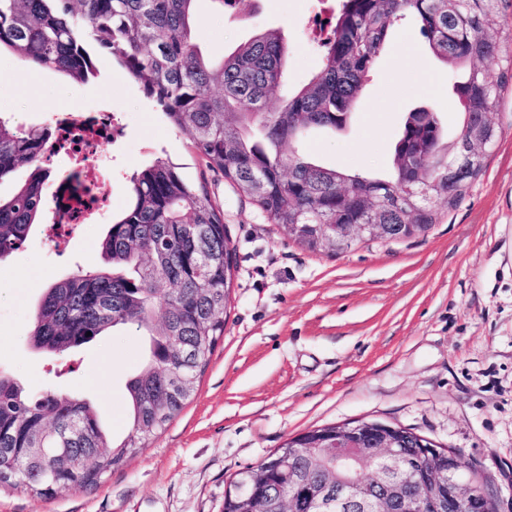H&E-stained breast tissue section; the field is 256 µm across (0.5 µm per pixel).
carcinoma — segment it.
Instances as JSON below:
<instances>
[{"instance_id":"obj_1","label":"carcinoma","mask_w":512,"mask_h":512,"mask_svg":"<svg viewBox=\"0 0 512 512\" xmlns=\"http://www.w3.org/2000/svg\"><path fill=\"white\" fill-rule=\"evenodd\" d=\"M195 0H0V47L23 62L81 84L98 78L94 42L137 81L198 155L252 200L272 224L301 225L295 240L319 250L315 225L438 223L436 201L454 209L484 166L464 155L478 130L494 144L486 114L512 85V0H340L318 47L322 58L302 88L269 102L285 79L288 42L279 31L251 37L219 61L195 41ZM413 17L435 57L456 71L463 115L445 139L436 112L406 120L381 180L327 168L299 152L304 131L346 127L391 29ZM46 129H24L0 113V181L18 168L28 179L0 199V262L46 221L41 160ZM132 200L101 242L105 266L80 270L46 289L33 317L32 347L61 354L120 324L144 328L149 360L127 384L131 435L107 438L98 412L79 396L32 394L0 371V487L52 497L94 488L185 408L224 336L232 249L224 214L205 185L187 184L160 158L131 177Z\"/></svg>"}]
</instances>
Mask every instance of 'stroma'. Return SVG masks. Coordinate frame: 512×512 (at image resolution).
<instances>
[{"label":"stroma","mask_w":512,"mask_h":512,"mask_svg":"<svg viewBox=\"0 0 512 512\" xmlns=\"http://www.w3.org/2000/svg\"><path fill=\"white\" fill-rule=\"evenodd\" d=\"M306 0H243L220 10L195 0L201 49L222 59L253 35L279 29L289 47L288 86L308 83L321 54L303 34ZM98 78L22 64L0 50V112L26 128L49 110L104 104L129 115L121 142L101 151L117 177L105 191L122 212L130 175L160 157L189 184L206 185L224 213L234 278L224 336L191 402L167 430L93 490L50 498L0 488V512H224L235 475L257 467L310 429L375 420L459 451L512 512V91L493 117L494 152L468 193L422 235L312 253L208 170L179 130L110 55ZM456 77L432 53L419 23L395 26L344 130L309 131V155L327 167L385 173L409 112L426 107L448 129L460 115ZM106 227L48 251L42 227L0 262V370L33 393L84 397L111 435L129 430V380L146 360L147 338L120 325L58 356L34 350L33 313L49 285L101 266Z\"/></svg>","instance_id":"obj_1"}]
</instances>
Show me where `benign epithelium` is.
Listing matches in <instances>:
<instances>
[{
	"label": "benign epithelium",
	"mask_w": 512,
	"mask_h": 512,
	"mask_svg": "<svg viewBox=\"0 0 512 512\" xmlns=\"http://www.w3.org/2000/svg\"><path fill=\"white\" fill-rule=\"evenodd\" d=\"M334 229L338 245L419 235L414 224H336ZM402 435L385 423L357 421L316 431L312 440L292 445L288 457L270 459L286 472L280 512H486L488 496L461 469L460 453L424 443L421 458L410 459ZM319 451L336 457L343 468L365 459L367 475L337 482L297 467V460ZM262 475L258 467L239 476L230 492L235 505L263 512L253 492Z\"/></svg>",
	"instance_id": "7a95c632"
}]
</instances>
